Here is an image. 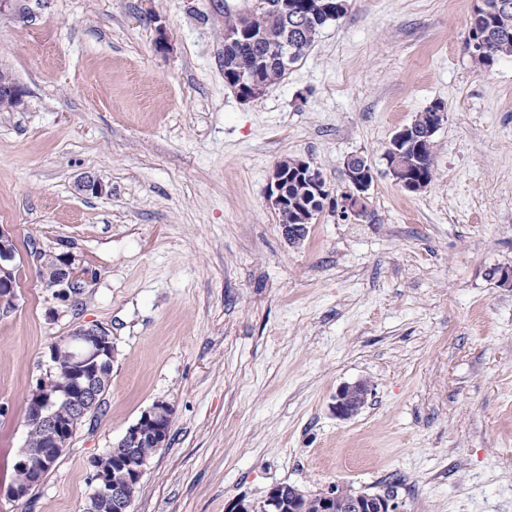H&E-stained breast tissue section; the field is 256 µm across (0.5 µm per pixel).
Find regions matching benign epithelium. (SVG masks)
Here are the masks:
<instances>
[{
  "mask_svg": "<svg viewBox=\"0 0 512 512\" xmlns=\"http://www.w3.org/2000/svg\"><path fill=\"white\" fill-rule=\"evenodd\" d=\"M24 89L16 81L12 73L0 70V107L12 110L23 100ZM301 169L315 191L323 189L322 176L319 168L309 160L303 161ZM345 169L351 187L336 198V212L360 214L364 210V202L371 188L370 178L360 170V166L350 157ZM268 201L275 209L282 207L283 196L281 180L277 173H272ZM16 253L14 236L10 229L0 226V317L10 314L14 309L16 297ZM87 279V270L70 252L59 256L57 277L51 284L54 295L61 301L70 297V288L78 281ZM64 347H71L80 352L90 351L96 354H112V336L103 327L79 328L61 337L50 348V359L56 361V355ZM372 394L371 385L367 381L343 384L336 391L334 410L336 416L347 420L359 413ZM95 398L92 385L79 388L76 395L64 394L63 406L75 411H85L88 402ZM44 431L46 450L42 461L60 454L69 447L72 429L64 422L66 415L61 409L45 405L39 411ZM173 417L171 406L163 401L155 402L142 413L141 418L126 430L124 436L116 443L123 447L124 460L128 462L126 480L129 483L141 481L145 468L152 456L165 446L167 429ZM288 486L274 485L270 487L262 500L250 501L244 497L230 502L226 512H286L292 495L287 492ZM93 504L108 502L112 512H128L132 506L127 488L112 482L106 475L95 478L93 493L90 496ZM316 512H401L400 503L393 494L371 495L355 491L344 485H337L315 499Z\"/></svg>",
  "mask_w": 512,
  "mask_h": 512,
  "instance_id": "1",
  "label": "benign epithelium"
}]
</instances>
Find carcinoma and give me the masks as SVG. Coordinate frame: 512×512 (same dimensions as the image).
I'll list each match as a JSON object with an SVG mask.
<instances>
[{"instance_id": "carcinoma-1", "label": "carcinoma", "mask_w": 512, "mask_h": 512, "mask_svg": "<svg viewBox=\"0 0 512 512\" xmlns=\"http://www.w3.org/2000/svg\"><path fill=\"white\" fill-rule=\"evenodd\" d=\"M304 0H288V23L264 21L257 29L261 37L244 36L237 41H224V78L239 76L243 73L258 82L272 86L286 74L270 51L269 44L286 38L291 44L290 63L298 62L313 45L320 31L329 23L339 20L347 12L348 0H329L333 12L312 16L306 13ZM501 0H481L474 5L470 17L467 40L479 39L483 42V52L471 56L474 66L482 71L492 70L503 56H512V0L509 7L499 6ZM435 109L429 107L416 115L412 129L396 146V153L390 156V162H396L403 168V178L417 182L434 179L433 141L427 131L434 122ZM299 159L288 157L281 160L278 168L284 178L288 198L287 210L281 212V218L290 224H311L324 208L329 194L322 196L308 186L298 166ZM94 379L97 386V401L87 416L96 417L102 412L103 396L107 394L112 378L111 365L103 360L98 363L70 366L66 363L55 367L37 383L43 403H60L62 393L76 387V381ZM44 448L40 431L31 433L27 447L20 454L35 461ZM92 472L107 476L120 477L123 474L116 464L112 449L105 448L90 461Z\"/></svg>"}]
</instances>
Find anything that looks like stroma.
<instances>
[{
	"instance_id": "obj_1",
	"label": "stroma",
	"mask_w": 512,
	"mask_h": 512,
	"mask_svg": "<svg viewBox=\"0 0 512 512\" xmlns=\"http://www.w3.org/2000/svg\"><path fill=\"white\" fill-rule=\"evenodd\" d=\"M247 5L0 0V69L26 90L0 112V225L18 249L0 317V512H81L91 458L158 401L170 438L133 512L393 481L403 512H512V288L489 276L512 268V57L474 67V0H348L246 101L224 82V17ZM438 101L435 179L410 193L384 152ZM352 155L375 169L364 212L323 210L290 244L267 199L277 162L314 161L336 196ZM87 176L105 193L80 192ZM32 242L83 261L79 303L53 299ZM93 325L114 347L103 413L13 501L48 349ZM364 379V409L337 418V388Z\"/></svg>"
}]
</instances>
